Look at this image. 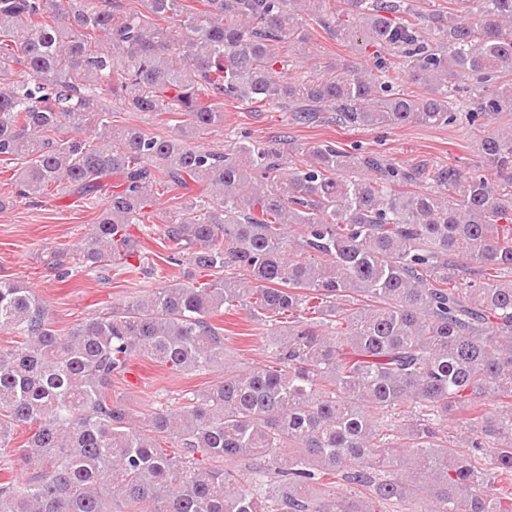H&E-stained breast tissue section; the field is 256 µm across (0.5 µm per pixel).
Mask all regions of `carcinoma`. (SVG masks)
<instances>
[{
	"instance_id": "1",
	"label": "carcinoma",
	"mask_w": 512,
	"mask_h": 512,
	"mask_svg": "<svg viewBox=\"0 0 512 512\" xmlns=\"http://www.w3.org/2000/svg\"><path fill=\"white\" fill-rule=\"evenodd\" d=\"M0 0V161L17 194L92 198L102 214L59 278L86 269L141 284L163 273L130 233L169 195L162 258L200 282L162 287L60 334L33 289L0 278V452L14 430L26 478L0 512H512V129L481 139L477 168H404L331 141L228 152L196 144L224 103L322 112L351 126L480 128L512 112V0ZM360 43L370 65L298 71L309 20ZM407 69L416 94L393 86ZM109 96L182 116L175 135L116 127ZM434 184L418 191L421 179ZM298 229V235L290 229ZM249 306L271 359L224 371L177 409L136 416L112 378L141 355L171 370L224 364L210 318ZM468 435L448 446L444 427ZM175 448L171 453L168 448ZM257 461L245 487L213 461ZM355 493L333 497L327 488Z\"/></svg>"
}]
</instances>
